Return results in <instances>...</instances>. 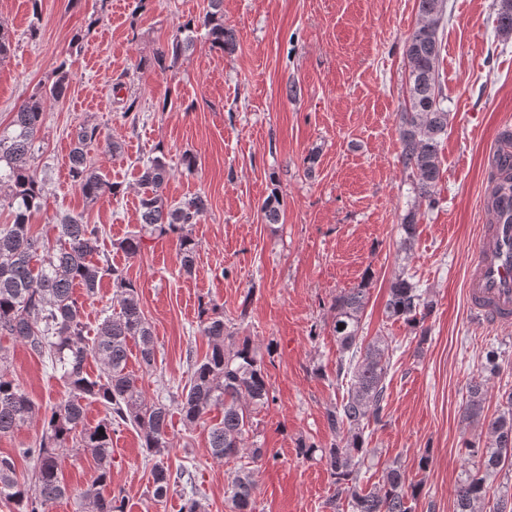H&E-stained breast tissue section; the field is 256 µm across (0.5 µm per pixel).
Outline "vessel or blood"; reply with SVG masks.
I'll use <instances>...</instances> for the list:
<instances>
[{
  "label": "vessel or blood",
  "instance_id": "1",
  "mask_svg": "<svg viewBox=\"0 0 512 512\" xmlns=\"http://www.w3.org/2000/svg\"><path fill=\"white\" fill-rule=\"evenodd\" d=\"M483 225L468 266L469 308L491 325L512 323V199H499Z\"/></svg>",
  "mask_w": 512,
  "mask_h": 512
}]
</instances>
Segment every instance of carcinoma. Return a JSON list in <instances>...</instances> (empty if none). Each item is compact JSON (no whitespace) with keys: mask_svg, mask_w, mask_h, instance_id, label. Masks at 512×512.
Segmentation results:
<instances>
[{"mask_svg":"<svg viewBox=\"0 0 512 512\" xmlns=\"http://www.w3.org/2000/svg\"><path fill=\"white\" fill-rule=\"evenodd\" d=\"M419 22L404 44L407 60V97L401 113L400 162L413 178V190L427 207L436 203L441 176L439 147L448 134L450 112L439 81L438 62L442 50V22L447 0H417ZM496 30L512 35V0H495ZM206 31L212 46L231 53L236 35L224 27V0H208L204 15L178 25L170 45L156 53L153 66L161 71L174 67L193 46L194 34ZM69 88V72L61 64L55 81L36 89L0 130V209L9 210L12 223L0 225V335L9 336L33 354L48 361L67 389L65 399L50 408L36 406L24 388L6 369L8 356L0 348V435L33 421L42 422V433L34 446L19 455L31 463V472L21 476L12 456H0V502L13 512H48L63 498H73L77 512H124L122 492L105 494L112 483V433L122 427L139 430L146 454L155 459L151 467V499L161 503L170 491L190 486L182 512H205L196 497L192 474L176 471L164 462L172 447L170 404H176L183 423H206L214 409L223 419L210 427V453L217 460H236L241 453L252 461L266 457L264 449L248 443L254 414L274 403L264 363L248 339L234 342L224 324V313L209 302L201 303L200 331L208 351L190 360L189 385L181 395L149 401L138 387L137 377L127 370L128 345L138 343L140 366H155V341L150 323L141 308L134 283L109 260H93L106 235L101 224H90L83 216L55 217L51 229L56 244L32 232L31 219L43 208L44 185L35 161L37 134L45 120L46 104L63 98ZM96 125L81 124L70 150V173L83 197L91 202L108 194L118 197L122 188L107 179L89 158V147L99 141ZM512 155L489 177L486 207L493 199L512 196ZM171 168L165 154L143 162L139 182L140 224L118 248L129 257L141 252L145 234L159 231L174 235L179 242L180 269L190 274L195 266L196 242L192 228L200 223L207 207L197 195L180 202L163 193ZM268 224L280 221V200L273 194L264 202ZM401 243L409 250L416 233V212H409L399 225ZM112 276L119 312L105 316L93 339H88L83 322L85 301L97 295L104 275ZM83 293L78 295L75 288ZM367 285L344 290L334 297L332 332L338 343L337 379L346 383L340 401L326 409V424L332 441L325 446L302 443L299 454L315 455L325 461L332 494L326 502L331 512H412L410 502L418 499L421 483L408 478L398 460L385 464L381 483L366 489L364 474L374 465L376 449L367 446L365 429L382 421L386 406V376L395 347L389 336H378L365 344L359 336L366 306ZM434 302L425 290L403 271L389 287L385 305L387 318L402 321L420 336H427L425 321ZM99 364L95 376L86 370L88 358ZM487 389L477 378L468 387L463 419L481 420ZM100 403L105 416L97 424L85 422V407ZM507 413L485 423L484 442L467 441L464 455L472 468L455 488L456 512H483L489 479L512 470V393L506 397ZM81 450L94 459L96 480L71 489L61 476L68 452ZM255 483L250 472L238 468L228 474L225 494L234 512H253ZM493 512H512V486L502 484L494 493Z\"/></svg>","mask_w":512,"mask_h":512,"instance_id":"cac0c4a2","label":"carcinoma"}]
</instances>
